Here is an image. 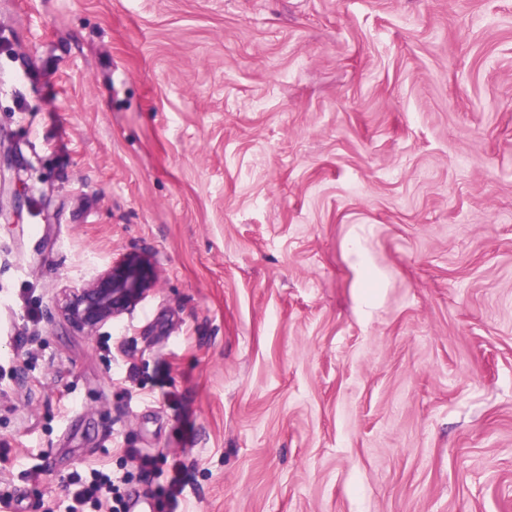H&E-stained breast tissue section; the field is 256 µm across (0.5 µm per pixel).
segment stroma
I'll use <instances>...</instances> for the list:
<instances>
[{
    "instance_id": "obj_1",
    "label": "stroma",
    "mask_w": 512,
    "mask_h": 512,
    "mask_svg": "<svg viewBox=\"0 0 512 512\" xmlns=\"http://www.w3.org/2000/svg\"><path fill=\"white\" fill-rule=\"evenodd\" d=\"M0 145V512H512V0H0ZM159 277L153 255L135 251L119 254L64 288L62 312L88 335H95L141 305L155 290ZM118 477L110 476L99 470L91 473L90 480L83 481L81 477H75L74 483L77 488L72 493V499L75 505L70 512H87L86 506L98 507L102 499L112 501V492L115 481Z\"/></svg>"
}]
</instances>
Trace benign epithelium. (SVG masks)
I'll return each instance as SVG.
<instances>
[{
  "label": "benign epithelium",
  "instance_id": "obj_1",
  "mask_svg": "<svg viewBox=\"0 0 512 512\" xmlns=\"http://www.w3.org/2000/svg\"><path fill=\"white\" fill-rule=\"evenodd\" d=\"M160 269L153 255L125 252L64 289L62 312L90 336L129 314L155 290Z\"/></svg>",
  "mask_w": 512,
  "mask_h": 512
}]
</instances>
